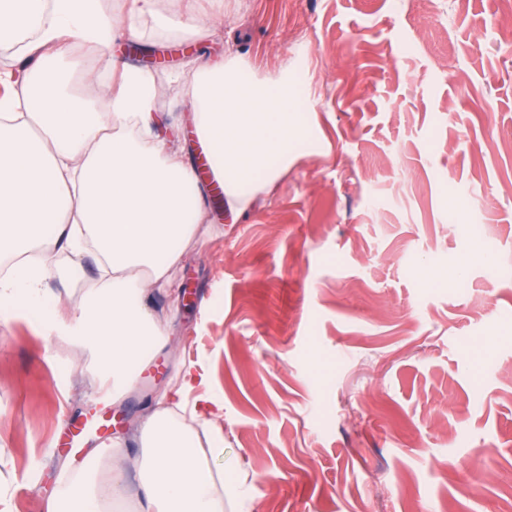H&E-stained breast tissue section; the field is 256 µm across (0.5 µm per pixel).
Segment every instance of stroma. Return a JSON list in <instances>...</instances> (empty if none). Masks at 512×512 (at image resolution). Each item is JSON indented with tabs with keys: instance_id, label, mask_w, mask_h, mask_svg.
<instances>
[{
	"instance_id": "obj_1",
	"label": "stroma",
	"mask_w": 512,
	"mask_h": 512,
	"mask_svg": "<svg viewBox=\"0 0 512 512\" xmlns=\"http://www.w3.org/2000/svg\"><path fill=\"white\" fill-rule=\"evenodd\" d=\"M503 0H224L196 56L288 71L321 150L262 201L218 202L154 295L170 344L101 398L90 357L35 311L0 323V512H43L95 410L129 455L156 396L224 411L228 512H502L512 486V38ZM186 146L180 89L158 105ZM108 429L109 419L102 415L76 422L72 425L71 431L67 436L68 441L65 444L74 447L80 443L83 437L93 432L99 433L100 439H107L105 434L108 433Z\"/></svg>"
}]
</instances>
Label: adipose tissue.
I'll use <instances>...</instances> for the list:
<instances>
[{"label":"adipose tissue","instance_id":"1","mask_svg":"<svg viewBox=\"0 0 512 512\" xmlns=\"http://www.w3.org/2000/svg\"><path fill=\"white\" fill-rule=\"evenodd\" d=\"M199 42L209 26L163 12L158 0H0V54L22 55L19 88L0 95V315L34 310L95 359L93 379L112 392L131 388L136 366L168 344V326L149 310L155 290L206 221L207 189L192 155L158 130L164 87L147 67L112 62L118 37ZM91 57L112 64L116 78L100 100ZM185 83L193 132L208 141L211 168L234 214L251 208L308 150L314 129L300 114L287 75L263 81L233 57L220 66L190 59L174 72ZM93 253L98 277L86 280L80 259ZM73 264L60 270L55 257ZM62 272L80 289L69 318L56 316L45 293ZM138 438L140 486L129 495L126 452L94 449L82 469L67 471L45 512H226L245 482L225 480L210 457L224 434L203 415L171 417L156 406Z\"/></svg>","mask_w":512,"mask_h":512}]
</instances>
